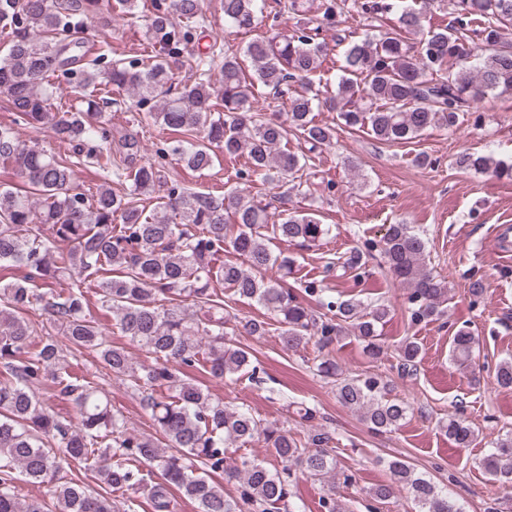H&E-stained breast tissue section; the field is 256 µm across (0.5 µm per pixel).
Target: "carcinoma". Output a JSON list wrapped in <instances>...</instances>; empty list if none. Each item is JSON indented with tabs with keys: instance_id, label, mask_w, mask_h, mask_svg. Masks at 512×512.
Returning a JSON list of instances; mask_svg holds the SVG:
<instances>
[{
	"instance_id": "1",
	"label": "carcinoma",
	"mask_w": 512,
	"mask_h": 512,
	"mask_svg": "<svg viewBox=\"0 0 512 512\" xmlns=\"http://www.w3.org/2000/svg\"><path fill=\"white\" fill-rule=\"evenodd\" d=\"M452 15L447 27L423 30L424 0H363L368 18L394 9L399 27L345 44L344 75L336 96L327 100L341 127H367L385 143H409L433 128L452 129L472 104L489 94H512V0H439ZM265 0H222L224 26L249 31L263 13ZM100 9V0H0V28L12 38L0 60V93L7 97L13 122H23L73 145V154L59 156L30 146L0 123V166L13 170L28 186H0V267L25 273L0 280V512H45L38 500L22 502L15 494L13 470L33 483L53 480L61 464L76 472L55 485L59 512H132L116 493L145 489L153 512H173V492L197 504L198 512H290L288 478L299 470L327 478L336 473L331 431L316 427L294 437L285 428L264 425L248 410L215 400L189 376L197 370L216 379L260 381L251 353L237 336L262 337L270 332L266 319L235 321L226 331L224 317L188 313L183 302L224 310V295L212 288L217 281L233 296L256 301L274 316L283 347L295 351L316 339L310 359L316 375L331 380L341 404L361 413L371 432L383 434L407 419L410 407L389 395V380L379 374L344 377L331 346L342 336H355L365 353L378 360L384 353L378 324L389 315L383 304L368 306L352 296L335 298L321 282L306 280L299 292L288 287L292 259L272 254V241L286 239L304 246L330 234L318 214L289 206L299 190L307 156L288 151V134L295 131L313 152L332 145L336 127L311 117L318 95L298 94L292 84L310 77L328 55L320 31L336 24L340 0H317L307 16L301 0H283L280 15L294 20L288 32L271 26L249 41L238 54L213 41L204 53L194 46L202 28L203 0H155L146 39L159 48L156 59L116 60L106 82L128 92L136 107H150L141 123L150 121L170 132L160 140L155 158H143L140 140L124 137L115 160L107 148L110 128L105 99L86 101V108L62 110L53 102L52 81L75 80L96 85V60L82 52L83 19ZM418 34L415 43L406 35ZM249 59L252 72L243 67ZM220 66L221 81L209 79ZM193 80L175 81L184 67ZM262 85L287 105L285 117L269 116L254 107V89ZM247 152L248 166L239 178L255 174L285 187L276 196L278 219L270 221L271 203L243 202L214 193L189 192L173 184L157 197L152 213L136 196L160 184L156 163L176 157L187 167L211 168L219 155ZM94 164L104 177L131 181L119 195L103 185L92 197L76 191L74 167ZM456 164L496 179H512V165L491 153L463 152ZM239 261L216 264L226 251ZM426 242L402 222L390 224L379 240H366L325 266V272L349 273L356 280L370 275V264L387 269L407 287V320L420 325L441 319L448 303V284L425 263ZM278 266L282 275L267 279L262 271ZM102 272L97 281L100 302L112 313L116 328L144 350L153 362L134 360L112 345L99 324L86 313L85 279ZM47 316L59 328L68 347L90 350L105 375L124 381L140 396L159 436L133 434L112 410L103 382L66 370L63 349L48 335L34 342L38 318ZM476 343L470 327L458 328L451 339L452 360L471 369ZM421 345L406 340L399 349L398 375H417ZM51 396L72 402L79 425L43 407L35 384L49 372ZM496 384L512 388V361L496 366ZM441 429L457 445L477 439L461 414L448 417ZM265 443L277 462L241 456L228 463L225 449L254 441ZM146 463L159 471L145 482L137 467ZM505 488L512 487V433L494 442L481 462ZM93 468L102 484L96 490L79 473ZM390 482L375 486L376 501L395 488L410 490L417 512H462L448 494L402 459L388 462ZM234 481L239 496L224 495L214 476Z\"/></svg>"
}]
</instances>
